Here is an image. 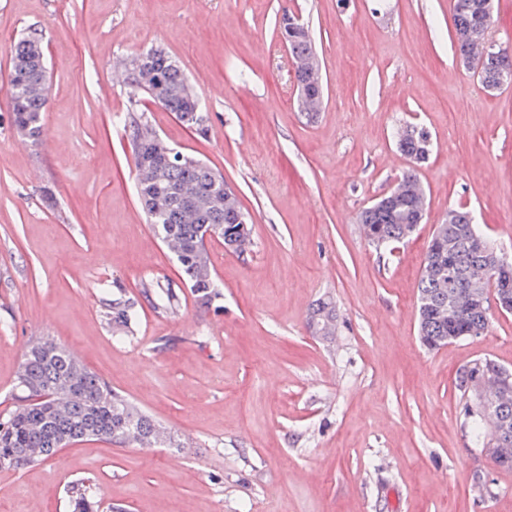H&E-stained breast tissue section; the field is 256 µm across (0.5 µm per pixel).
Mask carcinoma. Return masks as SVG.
<instances>
[{"instance_id": "carcinoma-1", "label": "carcinoma", "mask_w": 512, "mask_h": 512, "mask_svg": "<svg viewBox=\"0 0 512 512\" xmlns=\"http://www.w3.org/2000/svg\"><path fill=\"white\" fill-rule=\"evenodd\" d=\"M493 0H451V17L461 56L479 61L485 53L486 13ZM11 69L10 112L13 130L37 145L42 140L50 83L43 58L42 38L24 34L9 47ZM144 62L133 85L148 99L181 117L197 112L205 117L199 97L189 91V82L177 60L160 47L143 53ZM501 80L512 82V55L504 51L486 71L491 90ZM132 142L138 199L145 209L154 234L174 254L184 284L206 304L222 298L211 275L209 252L202 247L209 227L218 238L231 240L232 251L242 254L253 243V224L242 205L224 206V196L235 194L216 171L191 156L181 162L164 160L168 145L141 120V114L127 113ZM425 131L406 127L397 138L399 151L412 162H424L432 144L423 139ZM403 194L391 205L377 201L362 209L358 222L369 230V244L387 249L413 235L424 219V189L413 170L400 177ZM469 210H448L445 227L435 229L428 243L417 286L418 333L422 343L435 349L462 338L484 334L490 320L475 317L468 305L470 294L484 299L496 284L487 267L493 262V247L483 259L469 252L471 232L465 219ZM136 318L134 304L115 303L112 320L127 326ZM321 336L332 333L335 309L322 302L313 311ZM474 369L467 364L456 377L458 389L468 397L465 409L469 436L477 445L492 437V423L500 415L512 419V398L500 404L488 397L491 406L475 404V393L466 382ZM16 389L19 404L0 420V468H21L55 455L60 449L89 439L125 442L155 448L170 438L148 414L95 372L82 366L63 345L49 339L34 341L23 355ZM73 512H101L96 488L88 484L72 487Z\"/></svg>"}]
</instances>
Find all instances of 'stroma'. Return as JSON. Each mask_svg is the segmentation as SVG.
I'll list each match as a JSON object with an SVG mask.
<instances>
[{
  "mask_svg": "<svg viewBox=\"0 0 512 512\" xmlns=\"http://www.w3.org/2000/svg\"><path fill=\"white\" fill-rule=\"evenodd\" d=\"M286 8L320 62L311 121L279 38ZM31 30L52 86L39 146L9 114L8 47ZM151 46L179 61L208 132L144 98L139 111L222 173L254 224L247 253L209 242L212 304L181 286L136 196L126 72ZM406 125L429 132L425 163L397 150ZM411 167L425 219L376 251L357 215ZM456 207L512 254V85L485 91L460 64L450 0H0V418L25 350L49 338L176 442L89 439L0 468V512H71L82 481L125 512H512V470L473 444L455 387L473 359L512 368V313L435 350L417 333L423 254ZM150 283L173 287L176 309L156 308ZM116 299L136 306L132 334L112 330ZM323 300L326 339L310 320ZM312 318L321 336L328 338L336 321L335 309L329 303H319L313 311Z\"/></svg>",
  "mask_w": 512,
  "mask_h": 512,
  "instance_id": "stroma-1",
  "label": "stroma"
}]
</instances>
